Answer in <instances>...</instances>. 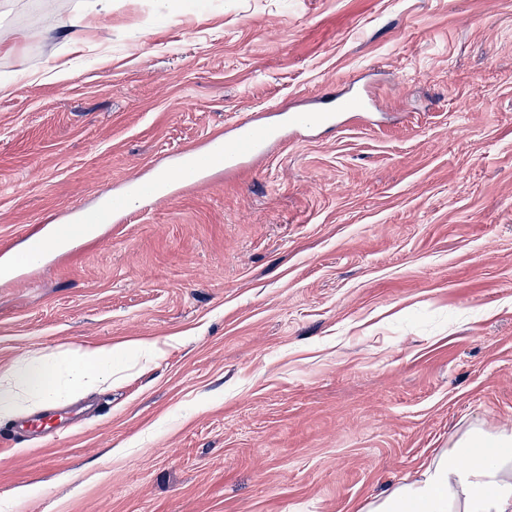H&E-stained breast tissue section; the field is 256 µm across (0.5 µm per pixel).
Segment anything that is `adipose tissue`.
<instances>
[{"label":"adipose tissue","mask_w":512,"mask_h":512,"mask_svg":"<svg viewBox=\"0 0 512 512\" xmlns=\"http://www.w3.org/2000/svg\"><path fill=\"white\" fill-rule=\"evenodd\" d=\"M111 10L112 0H88L80 12L55 15L48 28L82 42ZM122 353L101 343L74 348L61 360L51 354L20 358L0 369V419L96 389L111 378ZM360 512H512V432L471 426L426 459L413 479L366 501Z\"/></svg>","instance_id":"adipose-tissue-1"}]
</instances>
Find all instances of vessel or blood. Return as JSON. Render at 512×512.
Returning <instances> with one entry per match:
<instances>
[{
    "label": "vessel or blood",
    "instance_id": "vessel-or-blood-1",
    "mask_svg": "<svg viewBox=\"0 0 512 512\" xmlns=\"http://www.w3.org/2000/svg\"><path fill=\"white\" fill-rule=\"evenodd\" d=\"M365 108L362 94L321 97L318 106L294 112L279 113L277 121L254 118L234 125L223 135L210 137L203 149L177 161L164 178L127 183L123 192L101 201L95 208L80 212L77 223L56 229L60 243L86 238L98 224H124L129 217L131 199H164L171 197L176 186L196 187L216 174L232 175L267 157L272 143L283 132L311 133L335 127L340 116Z\"/></svg>",
    "mask_w": 512,
    "mask_h": 512
}]
</instances>
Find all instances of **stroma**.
Instances as JSON below:
<instances>
[{
	"instance_id": "1",
	"label": "stroma",
	"mask_w": 512,
	"mask_h": 512,
	"mask_svg": "<svg viewBox=\"0 0 512 512\" xmlns=\"http://www.w3.org/2000/svg\"><path fill=\"white\" fill-rule=\"evenodd\" d=\"M85 2L0 15V257L235 123L377 108L0 281V367L156 344L98 413L0 440V512H354L512 431V0H112L46 32ZM112 0H88L85 8L78 13H59L50 19L47 31L66 29L73 41L82 42L94 33L100 19L111 12Z\"/></svg>"
}]
</instances>
